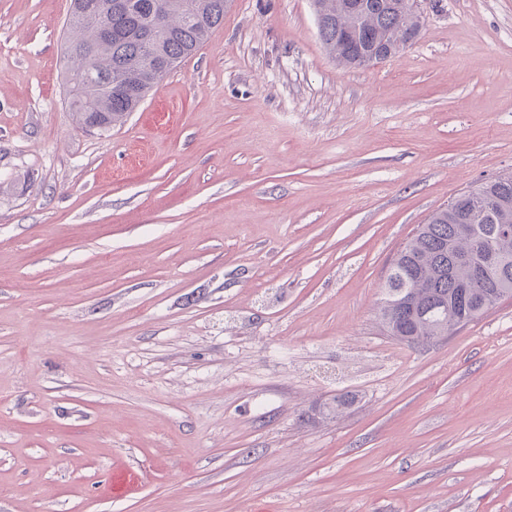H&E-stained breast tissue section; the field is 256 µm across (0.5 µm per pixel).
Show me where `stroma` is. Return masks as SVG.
<instances>
[{"instance_id":"1","label":"stroma","mask_w":512,"mask_h":512,"mask_svg":"<svg viewBox=\"0 0 512 512\" xmlns=\"http://www.w3.org/2000/svg\"><path fill=\"white\" fill-rule=\"evenodd\" d=\"M70 3L0 0V512H512V298L424 345L378 317L512 174V0H424L356 69L311 0H231L102 135Z\"/></svg>"}]
</instances>
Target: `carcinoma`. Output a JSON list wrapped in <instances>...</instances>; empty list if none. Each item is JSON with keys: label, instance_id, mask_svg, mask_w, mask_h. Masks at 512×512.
<instances>
[{"label": "carcinoma", "instance_id": "1", "mask_svg": "<svg viewBox=\"0 0 512 512\" xmlns=\"http://www.w3.org/2000/svg\"><path fill=\"white\" fill-rule=\"evenodd\" d=\"M72 10L71 41L93 49L67 57L65 83L75 73L91 70L82 91L68 96L75 124L93 125L99 134L135 111L146 93L163 80L155 74L153 57L176 67L193 54L224 22L227 0H81ZM110 3L112 39L100 38L95 21L97 5ZM318 31L324 48L338 61L358 66V59L375 43L396 41L406 25L405 0H360L350 13L345 0H317ZM465 224L485 228L512 225V175L480 181L463 194L456 206L434 211L397 254L385 282L380 320L392 336L410 344L446 336L449 324L464 326L478 320L505 298L512 297V235L472 239ZM482 256L492 249L496 267L508 262L511 271L497 280L474 279L466 266L448 264L451 246Z\"/></svg>", "mask_w": 512, "mask_h": 512}]
</instances>
